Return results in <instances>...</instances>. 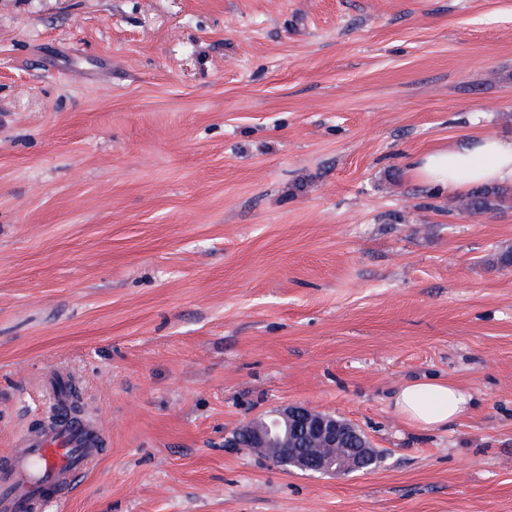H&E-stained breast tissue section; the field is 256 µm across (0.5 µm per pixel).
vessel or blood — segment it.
<instances>
[{"instance_id": "b4317fda", "label": "vessel or blood", "mask_w": 512, "mask_h": 512, "mask_svg": "<svg viewBox=\"0 0 512 512\" xmlns=\"http://www.w3.org/2000/svg\"><path fill=\"white\" fill-rule=\"evenodd\" d=\"M98 440L84 421L71 417L41 434H24L0 468V512H34L62 498L97 459Z\"/></svg>"}]
</instances>
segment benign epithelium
<instances>
[{
    "label": "benign epithelium",
    "mask_w": 512,
    "mask_h": 512,
    "mask_svg": "<svg viewBox=\"0 0 512 512\" xmlns=\"http://www.w3.org/2000/svg\"><path fill=\"white\" fill-rule=\"evenodd\" d=\"M241 432L251 451L279 458L286 449L294 467L320 474L359 471L372 449L349 422L305 406H287L267 419L255 418Z\"/></svg>",
    "instance_id": "obj_1"
}]
</instances>
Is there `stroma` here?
<instances>
[{
	"label": "stroma",
	"instance_id": "stroma-1",
	"mask_svg": "<svg viewBox=\"0 0 512 512\" xmlns=\"http://www.w3.org/2000/svg\"><path fill=\"white\" fill-rule=\"evenodd\" d=\"M512 142V0H0V454L60 379L106 444L46 512H512V199L412 155ZM470 395L445 429L403 384ZM342 417L376 470L233 431ZM407 169L415 182L439 195H464L481 187L468 196L477 214L497 210L512 196V143L492 135L472 133L436 146L411 157ZM468 402V394L451 382L409 383L394 396L395 411L424 429L453 424L467 411Z\"/></svg>",
	"mask_w": 512,
	"mask_h": 512
}]
</instances>
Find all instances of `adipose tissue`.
Wrapping results in <instances>:
<instances>
[{
  "instance_id": "1",
  "label": "adipose tissue",
  "mask_w": 512,
  "mask_h": 512,
  "mask_svg": "<svg viewBox=\"0 0 512 512\" xmlns=\"http://www.w3.org/2000/svg\"><path fill=\"white\" fill-rule=\"evenodd\" d=\"M411 178L439 195H464L477 187L512 185V143L473 133L411 157ZM468 394L450 382H414L394 396L396 412L424 429L446 427L468 409Z\"/></svg>"
}]
</instances>
